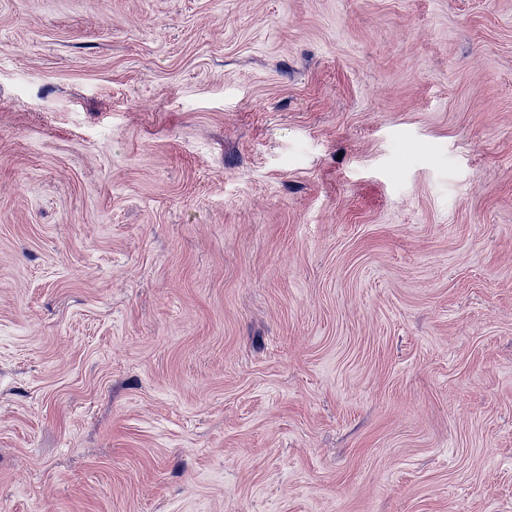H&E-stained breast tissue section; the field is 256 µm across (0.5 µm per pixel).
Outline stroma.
I'll list each match as a JSON object with an SVG mask.
<instances>
[{
    "instance_id": "35a3bbf8",
    "label": "stroma",
    "mask_w": 512,
    "mask_h": 512,
    "mask_svg": "<svg viewBox=\"0 0 512 512\" xmlns=\"http://www.w3.org/2000/svg\"><path fill=\"white\" fill-rule=\"evenodd\" d=\"M0 512H512V0H0Z\"/></svg>"
}]
</instances>
